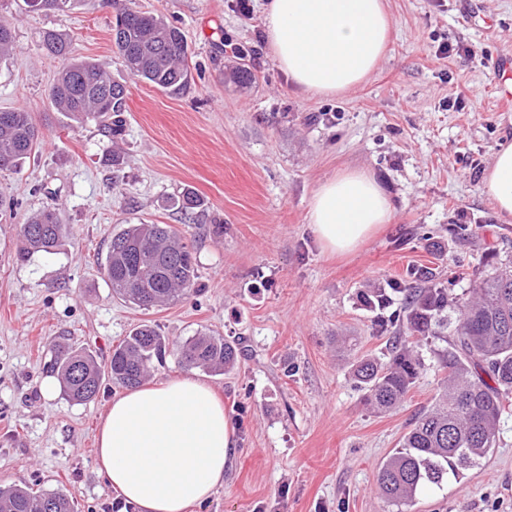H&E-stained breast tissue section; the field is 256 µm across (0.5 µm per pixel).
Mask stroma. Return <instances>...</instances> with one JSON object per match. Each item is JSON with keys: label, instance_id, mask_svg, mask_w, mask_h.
Instances as JSON below:
<instances>
[{"label": "stroma", "instance_id": "obj_1", "mask_svg": "<svg viewBox=\"0 0 512 512\" xmlns=\"http://www.w3.org/2000/svg\"><path fill=\"white\" fill-rule=\"evenodd\" d=\"M394 32L377 70L333 97L299 92L276 69L263 31L265 0H134L179 27L191 78L173 93L132 80L112 43L113 0L44 13L0 0L15 50L0 61V110L31 112L43 139L21 172H0V487L61 490L78 512H137L96 466V434L121 388L104 381L75 403L44 396L55 342L106 362L141 324L174 348L152 373L183 375L176 350L193 336L239 338L225 374L203 373L236 426L224 484L196 512H396L376 486L380 463L439 389L435 350L400 408L375 413L351 370L384 357L379 324L360 292L424 266L450 294L476 271L512 259V218L482 189L512 110L496 88L512 57V0H387ZM66 36L74 55L126 83V123L111 137L58 112L49 89L62 58L42 47ZM473 55L439 54L443 44ZM252 73L245 84L231 71ZM373 173L391 224L347 256L323 251L306 221L314 189L342 169ZM192 191L200 205L181 210ZM55 206L67 236L54 254L16 259L19 227ZM169 224L193 247L197 294L141 310L113 297L108 244L126 225ZM223 234H215V225ZM412 512H512V395L492 453L460 480L420 492Z\"/></svg>", "mask_w": 512, "mask_h": 512}]
</instances>
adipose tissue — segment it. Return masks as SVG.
<instances>
[{
	"label": "adipose tissue",
	"instance_id": "adipose-tissue-1",
	"mask_svg": "<svg viewBox=\"0 0 512 512\" xmlns=\"http://www.w3.org/2000/svg\"><path fill=\"white\" fill-rule=\"evenodd\" d=\"M264 27L275 67L296 90L321 96L366 81L393 31L384 0H267ZM483 190L512 217V142L495 153ZM392 217L376 177L348 169L314 190L307 222L323 250L346 255ZM235 446L223 402L186 374L112 397L98 427L97 466L138 512H192L223 485Z\"/></svg>",
	"mask_w": 512,
	"mask_h": 512
}]
</instances>
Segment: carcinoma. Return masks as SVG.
I'll use <instances>...</instances> for the list:
<instances>
[{"label":"carcinoma","mask_w":512,"mask_h":512,"mask_svg":"<svg viewBox=\"0 0 512 512\" xmlns=\"http://www.w3.org/2000/svg\"><path fill=\"white\" fill-rule=\"evenodd\" d=\"M76 0H24L44 12L63 11ZM113 43L130 76L172 92L189 81L187 44L179 28L163 18L131 7L120 10L112 28ZM14 47L11 29L0 22V60ZM43 47L66 60L50 90L51 103L77 123L98 121L120 135L128 96L126 84L90 58L71 56L68 39L48 32ZM38 131L25 110L0 111V170H17L38 144ZM64 228L56 210L45 206L20 226L17 259L51 253L63 245ZM104 275L112 296L148 310L170 304L196 291L197 264L192 247L167 224H129L112 236ZM412 283L371 288L362 293L366 306L384 308L401 297L400 310L382 330L393 343L386 360L362 357L352 376L364 402L377 413L401 405L425 363L420 343L452 329L448 347L437 353L441 390L403 435L399 447L380 465L377 486L397 512H408L417 493L440 487L448 478L486 458L494 448L505 398L512 392V264L505 263L476 280L458 296L436 282L432 270L407 273ZM166 338L152 326L134 329L105 364L83 349L60 346L52 368L64 395L73 402L96 398L103 379L135 388L148 377L154 362L165 356ZM190 369L225 373L243 355L240 340L196 336L179 348ZM0 512H74V502L60 491L39 495L26 487L0 488Z\"/></svg>","instance_id":"carcinoma-1"}]
</instances>
